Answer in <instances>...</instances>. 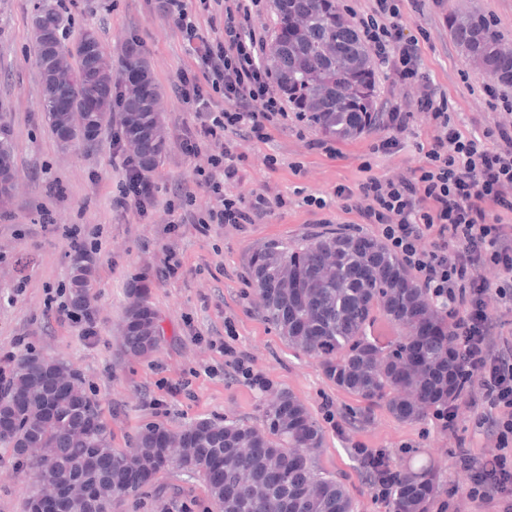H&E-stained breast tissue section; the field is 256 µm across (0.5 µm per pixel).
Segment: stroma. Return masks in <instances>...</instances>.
Returning a JSON list of instances; mask_svg holds the SVG:
<instances>
[{
	"label": "stroma",
	"instance_id": "35a3bbf8",
	"mask_svg": "<svg viewBox=\"0 0 512 512\" xmlns=\"http://www.w3.org/2000/svg\"><path fill=\"white\" fill-rule=\"evenodd\" d=\"M47 3L70 21L67 38L96 31L109 61L128 42L146 53L161 89V110L170 135L166 158L152 177L147 203L114 206L125 188L124 168L111 133L85 146H61L41 112L42 75L30 16ZM478 11L493 19L501 48L512 50V0H425L422 12L406 11V27L420 34L424 70L448 89L463 129L481 128L489 98L482 65L451 39L447 14ZM178 33L151 12L147 0H0V112L8 113L15 144L16 178L11 198L0 207V370L23 355L56 360L78 373L112 431L117 449L132 447L147 425L177 430L201 419L236 418L260 424L265 404L280 392L300 399L324 433L317 457L321 472L348 487L355 512H390L363 479L354 451L420 449L436 466L441 490L460 484L453 468L454 444L434 417L401 421L385 407L355 421L356 398L330 382L315 360L290 348L261 314L249 270L254 251L275 240H297L339 229L348 216L337 186L355 185L363 164L382 175L417 165L428 142L427 127L415 119L399 152L374 154L381 135L374 128L349 141L318 147L322 132L289 120L270 140L240 139L244 155L232 193L262 189L288 199L264 224H174L165 208L178 187L190 183L197 159L180 148V135L194 116L175 94L181 70L192 66ZM281 163L270 169L262 158ZM323 197L326 209L311 212L305 196ZM87 240L98 290L95 333L62 312L70 303L71 231ZM176 274L163 276L167 260ZM164 329L148 356L122 347V324L134 285ZM240 357L249 373L235 370ZM29 485L11 449L0 447V512H23ZM118 512H215L199 477L172 471L130 496Z\"/></svg>",
	"mask_w": 512,
	"mask_h": 512
}]
</instances>
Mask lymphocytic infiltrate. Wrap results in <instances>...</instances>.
Listing matches in <instances>:
<instances>
[{"label":"lymphocytic infiltrate","instance_id":"f902f5d3","mask_svg":"<svg viewBox=\"0 0 512 512\" xmlns=\"http://www.w3.org/2000/svg\"><path fill=\"white\" fill-rule=\"evenodd\" d=\"M154 11L177 31L196 68L182 71L177 96L194 114L181 149L205 155L194 181L214 203L192 212L193 195L181 189L168 213L194 224H263L287 207L280 195L229 191L238 177L236 136L264 142L288 124L287 99L264 64L267 39L256 21L267 0H153ZM422 0H354L345 17L402 89L383 100L377 124L384 134L371 150L392 154L415 115H422L429 147L414 167L367 175L357 187L338 186L341 208L374 232L414 272L421 286L448 310L450 350L463 378L455 404L437 415L440 430L457 439L468 415L486 442L458 446L454 470L465 478L449 495V512L482 505L512 512V336L500 320L512 313V98L487 86L490 112L483 129L464 132L449 106L448 90L422 70L419 40L406 31L405 9ZM222 17L220 35L202 18Z\"/></svg>","mask_w":512,"mask_h":512}]
</instances>
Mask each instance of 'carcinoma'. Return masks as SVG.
<instances>
[{
    "mask_svg": "<svg viewBox=\"0 0 512 512\" xmlns=\"http://www.w3.org/2000/svg\"><path fill=\"white\" fill-rule=\"evenodd\" d=\"M281 35L270 53L279 86L298 104L311 103L312 124L337 139H350L372 128L374 89L366 77L370 53L356 41L337 0H277ZM37 36V64L44 82L42 112L60 143L82 138L73 115L96 134L119 128L131 146L127 180L150 182L167 151L161 92L148 61L130 45L117 66H96L102 45L92 29L62 42L63 17L41 9L31 18ZM454 42L478 60L500 83L512 85V59L501 53L492 22L480 13L460 14L449 28ZM148 86L126 96L103 92L128 73ZM74 90L71 111L56 105L59 85ZM96 101L92 112L87 100ZM10 123L0 114V204L8 201L14 181ZM87 254H69L72 313L93 328L89 300L98 284ZM251 277L262 300V313L293 348L318 360L336 387L355 396L362 418L383 405L400 420L436 414L456 398L430 380L448 357V315L377 238L359 233H324L300 241H275L250 259ZM134 302L123 329V347L147 356L159 344L155 311L145 292L131 289ZM382 325L391 335L378 332ZM47 366L58 378L52 388L39 384ZM0 416L13 422L0 435V447L23 459L34 484L24 509L46 488L60 492L63 512H112L138 490L131 466L149 484L157 474L177 470L203 478L217 512H354L346 486L318 470L323 435L308 409L287 391L270 400L261 426L226 418L201 420L174 432L146 426L129 450L112 447L108 426L96 402L82 389L76 373L51 360L21 356L0 390ZM45 449L33 458L29 446ZM183 449L181 460L166 462L167 448ZM363 472L382 479L391 512H432L439 502L437 471L428 461L400 465L382 451L361 462Z\"/></svg>",
    "mask_w": 512,
    "mask_h": 512,
    "instance_id": "cac0c4a2",
    "label": "carcinoma"
}]
</instances>
